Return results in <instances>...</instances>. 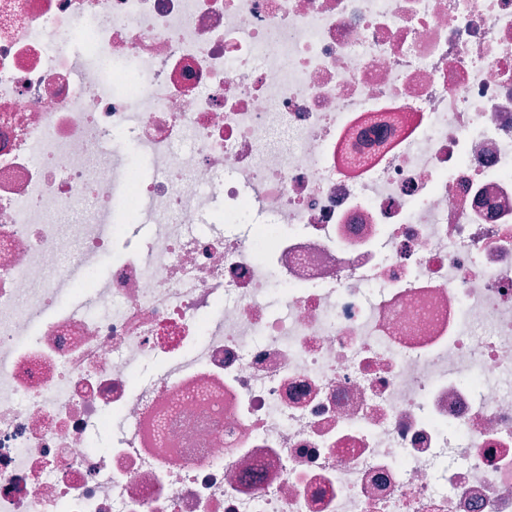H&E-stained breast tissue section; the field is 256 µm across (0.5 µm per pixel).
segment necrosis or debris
<instances>
[{"label": "necrosis or debris", "instance_id": "1", "mask_svg": "<svg viewBox=\"0 0 512 512\" xmlns=\"http://www.w3.org/2000/svg\"><path fill=\"white\" fill-rule=\"evenodd\" d=\"M0 512H512V0H0Z\"/></svg>", "mask_w": 512, "mask_h": 512}]
</instances>
